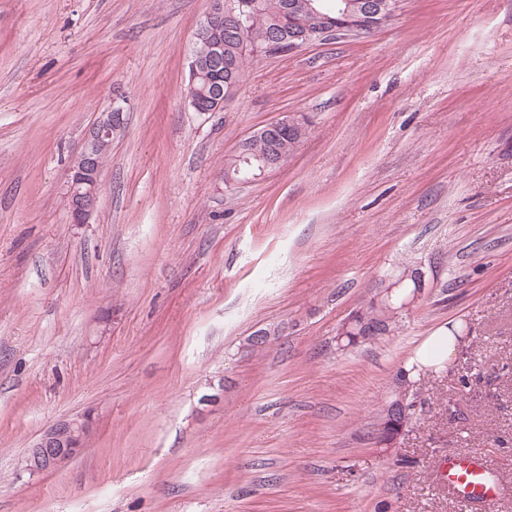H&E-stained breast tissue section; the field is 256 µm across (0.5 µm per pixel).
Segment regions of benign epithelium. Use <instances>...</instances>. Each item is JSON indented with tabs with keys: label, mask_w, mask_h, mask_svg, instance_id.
Masks as SVG:
<instances>
[{
	"label": "benign epithelium",
	"mask_w": 512,
	"mask_h": 512,
	"mask_svg": "<svg viewBox=\"0 0 512 512\" xmlns=\"http://www.w3.org/2000/svg\"><path fill=\"white\" fill-rule=\"evenodd\" d=\"M314 0H293L288 4V38L274 39L269 49L293 52L309 43L330 36H359L379 30L389 24L399 9L400 0H344L336 18L330 19L316 7ZM262 14L258 0H210V8L195 32L189 61L191 72L204 62L217 57L220 44L217 36L223 29L245 34ZM315 18V24L305 16ZM125 100L119 97L100 113L89 132L86 145L74 162L69 185L71 217L75 224H86L95 210L100 192L102 150L112 146V137L124 127ZM298 117L287 115L249 136V139H269L279 130L297 123ZM94 429L93 413L61 420L45 429L32 448L26 469L35 472L54 471L77 455Z\"/></svg>",
	"instance_id": "1"
}]
</instances>
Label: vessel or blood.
I'll use <instances>...</instances> for the list:
<instances>
[{
    "mask_svg": "<svg viewBox=\"0 0 512 512\" xmlns=\"http://www.w3.org/2000/svg\"><path fill=\"white\" fill-rule=\"evenodd\" d=\"M437 475L449 492L464 499L475 512H492L502 495L499 474L478 452L441 456Z\"/></svg>",
    "mask_w": 512,
    "mask_h": 512,
    "instance_id": "b4317fda",
    "label": "vessel or blood"
}]
</instances>
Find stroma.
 Returning a JSON list of instances; mask_svg holds the SVG:
<instances>
[{
	"instance_id": "35a3bbf8",
	"label": "stroma",
	"mask_w": 512,
	"mask_h": 512,
	"mask_svg": "<svg viewBox=\"0 0 512 512\" xmlns=\"http://www.w3.org/2000/svg\"><path fill=\"white\" fill-rule=\"evenodd\" d=\"M209 0H0V512H471L438 484L482 451L512 482V0H402L369 34L251 62L186 102ZM88 223L71 168L114 94ZM302 112L288 163L226 187ZM391 333L338 339L403 267ZM468 333L394 448L379 414L426 336ZM95 409L84 450L25 468ZM93 429L91 411L58 421L45 429L30 448L26 469L35 472L59 469L81 451Z\"/></svg>"
}]
</instances>
